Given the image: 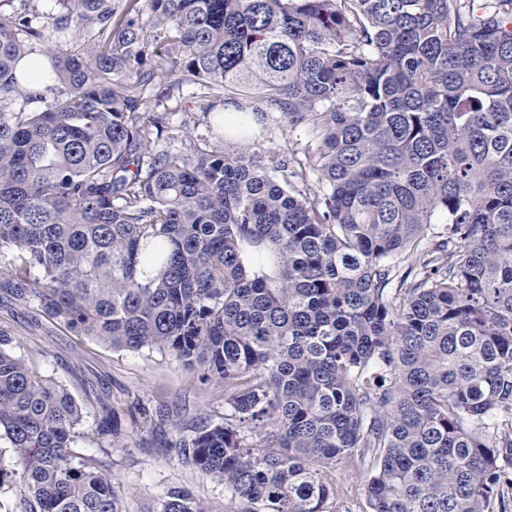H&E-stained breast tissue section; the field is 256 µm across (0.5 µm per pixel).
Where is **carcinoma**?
Returning a JSON list of instances; mask_svg holds the SVG:
<instances>
[{
    "label": "carcinoma",
    "mask_w": 512,
    "mask_h": 512,
    "mask_svg": "<svg viewBox=\"0 0 512 512\" xmlns=\"http://www.w3.org/2000/svg\"><path fill=\"white\" fill-rule=\"evenodd\" d=\"M60 4L46 25L0 10L16 296L224 383L231 414L178 447L229 512H340L339 463L364 477L359 512H512V0ZM74 22L86 57L53 49ZM21 30L47 45L37 93ZM173 73L241 113H215L221 136L277 114L315 152L154 148L168 110L147 91ZM13 349L0 332L27 512H122L73 461L82 408ZM162 512L205 509L173 489Z\"/></svg>",
    "instance_id": "cac0c4a2"
}]
</instances>
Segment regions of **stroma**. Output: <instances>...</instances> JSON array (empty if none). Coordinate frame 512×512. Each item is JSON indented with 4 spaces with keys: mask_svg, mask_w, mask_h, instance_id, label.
Wrapping results in <instances>:
<instances>
[{
    "mask_svg": "<svg viewBox=\"0 0 512 512\" xmlns=\"http://www.w3.org/2000/svg\"><path fill=\"white\" fill-rule=\"evenodd\" d=\"M176 81L173 75L159 78L149 96L171 113L162 145L185 157L206 147L291 150L301 156L317 146L315 135L290 132L281 118L242 141L210 137V98L178 88ZM0 331L17 338L16 355L64 385L81 406L84 423L71 453L75 461L111 475L124 512H160L173 488L188 491L206 512H228L223 484L201 474L177 447L200 416L220 422L230 414L223 385L201 382L195 371L159 351L117 349L77 335L35 302L15 299L1 281Z\"/></svg>",
    "mask_w": 512,
    "mask_h": 512,
    "instance_id": "obj_1",
    "label": "stroma"
}]
</instances>
